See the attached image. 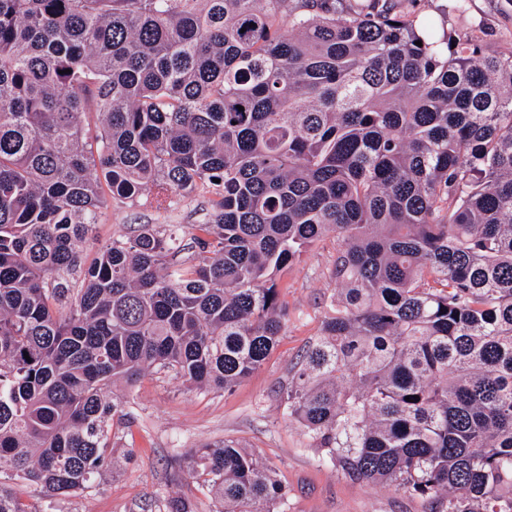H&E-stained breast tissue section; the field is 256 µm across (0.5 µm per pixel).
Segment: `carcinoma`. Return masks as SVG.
Here are the masks:
<instances>
[{
	"label": "carcinoma",
	"instance_id": "obj_1",
	"mask_svg": "<svg viewBox=\"0 0 512 512\" xmlns=\"http://www.w3.org/2000/svg\"><path fill=\"white\" fill-rule=\"evenodd\" d=\"M400 0H0V512L121 456L114 381L230 391L279 344L276 276L336 237L331 314L280 393L351 481L512 512V52ZM422 45H416V42ZM207 196L189 238L118 203ZM220 512H288L226 439ZM166 210L156 211L145 207L140 201H127L117 204L106 194V200L101 208L100 224L84 241L79 244L82 257L91 260L98 248L112 240V237L126 234L130 227L137 224H180V234L192 232V224L202 221L206 212L207 202L202 195L190 198H174Z\"/></svg>",
	"mask_w": 512,
	"mask_h": 512
}]
</instances>
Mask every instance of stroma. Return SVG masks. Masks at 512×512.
I'll return each instance as SVG.
<instances>
[{
	"instance_id": "1",
	"label": "stroma",
	"mask_w": 512,
	"mask_h": 512,
	"mask_svg": "<svg viewBox=\"0 0 512 512\" xmlns=\"http://www.w3.org/2000/svg\"><path fill=\"white\" fill-rule=\"evenodd\" d=\"M420 13L485 52H512V0H422ZM206 208L200 195L175 199L161 211L139 201H105L80 253L91 259L101 245L139 224H176L189 234ZM335 254V238H325L278 274L280 300L288 310L284 333L267 363L232 392L198 390L152 370L134 383L116 384L113 392L124 413L119 435L128 459L99 486L72 497L51 498L25 481H12L28 512H157L160 499L168 497L190 501L195 512H215V501L189 470L195 448L227 438L248 444L288 486V512H438L437 501L346 479L320 460L302 426L283 411L280 392L329 312Z\"/></svg>"
}]
</instances>
